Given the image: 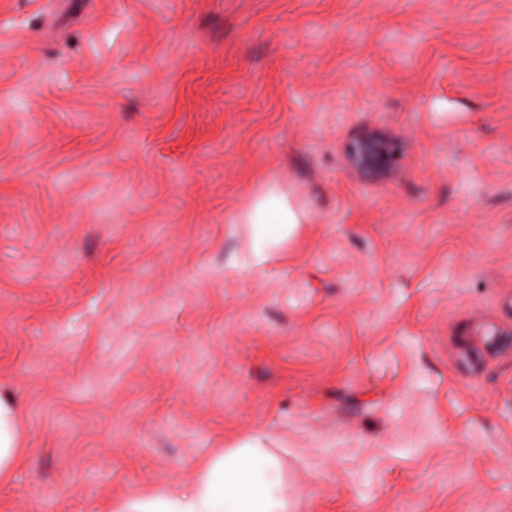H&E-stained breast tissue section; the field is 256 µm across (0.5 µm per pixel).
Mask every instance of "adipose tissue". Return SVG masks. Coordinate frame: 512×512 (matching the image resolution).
Instances as JSON below:
<instances>
[{"label":"adipose tissue","instance_id":"adipose-tissue-1","mask_svg":"<svg viewBox=\"0 0 512 512\" xmlns=\"http://www.w3.org/2000/svg\"><path fill=\"white\" fill-rule=\"evenodd\" d=\"M251 229V263L264 266L308 223L291 191L278 183L234 217ZM21 454L16 409L0 400V484L8 482ZM278 456L255 434L202 461L189 488L138 492L112 504V512H288L281 495Z\"/></svg>","mask_w":512,"mask_h":512}]
</instances>
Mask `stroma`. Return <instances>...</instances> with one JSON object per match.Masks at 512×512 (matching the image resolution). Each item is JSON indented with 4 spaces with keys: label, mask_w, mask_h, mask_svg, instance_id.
I'll list each match as a JSON object with an SVG mask.
<instances>
[{
    "label": "stroma",
    "mask_w": 512,
    "mask_h": 512,
    "mask_svg": "<svg viewBox=\"0 0 512 512\" xmlns=\"http://www.w3.org/2000/svg\"><path fill=\"white\" fill-rule=\"evenodd\" d=\"M272 182L311 221L255 269ZM490 325L512 0H0V512H111L256 433L288 512H512ZM396 151L385 141L372 135H362L348 146L350 163L364 174L377 176L390 167ZM22 450L16 426V409L0 399V484L11 479Z\"/></svg>",
    "instance_id": "stroma-1"
}]
</instances>
